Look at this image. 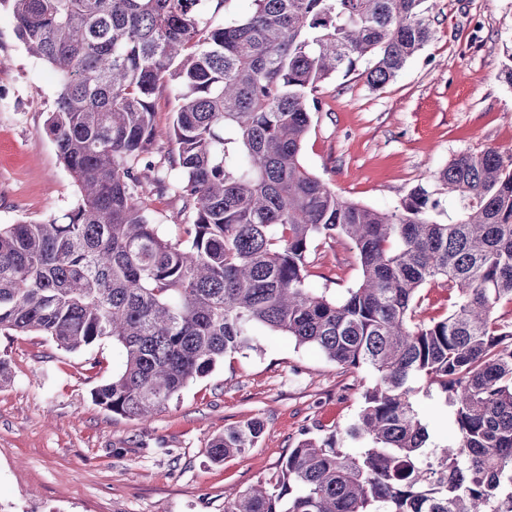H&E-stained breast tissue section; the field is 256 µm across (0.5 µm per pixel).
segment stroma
<instances>
[{
    "label": "stroma",
    "mask_w": 512,
    "mask_h": 512,
    "mask_svg": "<svg viewBox=\"0 0 512 512\" xmlns=\"http://www.w3.org/2000/svg\"><path fill=\"white\" fill-rule=\"evenodd\" d=\"M433 37L383 88L337 72L320 88L301 162L341 197L380 210L418 186L455 202L433 175L455 156L487 148L512 157V86L499 74L512 43V0H426ZM53 70L31 56L0 9V225L64 213L78 196L44 122L57 97ZM307 284L335 300L362 275L354 244L314 238ZM8 375L0 383V512H224L225 498L271 476L307 437L344 435L373 375L329 361L315 346L266 328L191 382L148 421L107 411L93 390L120 370L102 341L70 352L38 333L0 331ZM417 405L436 445L453 440L438 389ZM260 420L246 453L213 462L224 428Z\"/></svg>",
    "instance_id": "1"
}]
</instances>
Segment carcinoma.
<instances>
[{
  "label": "carcinoma",
  "mask_w": 512,
  "mask_h": 512,
  "mask_svg": "<svg viewBox=\"0 0 512 512\" xmlns=\"http://www.w3.org/2000/svg\"><path fill=\"white\" fill-rule=\"evenodd\" d=\"M0 0L29 53L57 74L46 132L79 189L40 223L0 226V330L76 351L110 340L124 365L94 402L148 420L258 326L312 344L374 381L347 436L305 438L224 512H512V161L457 155L436 175L457 200L418 186L392 210L350 202L301 164L339 69L384 87L432 38L425 0ZM178 105L171 177L155 160L153 97ZM170 190L190 223L162 234L146 186ZM356 246L359 284L341 302L306 284L316 237ZM451 309L421 318L424 285ZM438 386L455 443L430 442L411 386ZM262 423L224 429L215 462L255 447Z\"/></svg>",
  "instance_id": "obj_1"
}]
</instances>
